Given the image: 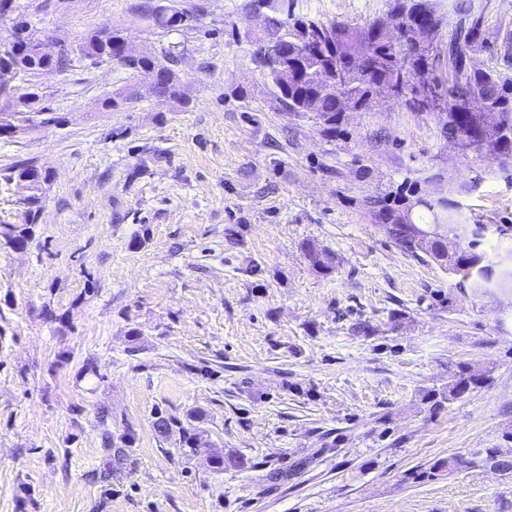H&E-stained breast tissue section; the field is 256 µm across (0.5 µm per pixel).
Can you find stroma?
Masks as SVG:
<instances>
[{
  "mask_svg": "<svg viewBox=\"0 0 512 512\" xmlns=\"http://www.w3.org/2000/svg\"><path fill=\"white\" fill-rule=\"evenodd\" d=\"M133 2L16 0L52 41L115 26L157 54L164 39ZM442 2L439 50L478 19L476 64L512 75V0ZM391 5L298 0L357 26ZM207 9L185 42L183 102L106 110L130 75L77 55L33 79L63 125L0 140V222L18 223L28 194L10 166L51 173L25 248L0 243V512L512 508V477L443 466L512 452V290L460 286L368 206L407 188L448 197L492 258L512 250V160L463 150L385 94L325 137L229 38L261 30L249 0ZM308 242L334 255L332 273L312 269ZM460 365L490 382L451 401ZM159 412L202 445L161 436ZM470 458L462 455L449 456L448 462H443V466L448 464V472H453L460 466H477L479 464L496 467V469L507 475L512 476V456H502L498 448H475L468 453Z\"/></svg>",
  "mask_w": 512,
  "mask_h": 512,
  "instance_id": "stroma-1",
  "label": "stroma"
}]
</instances>
